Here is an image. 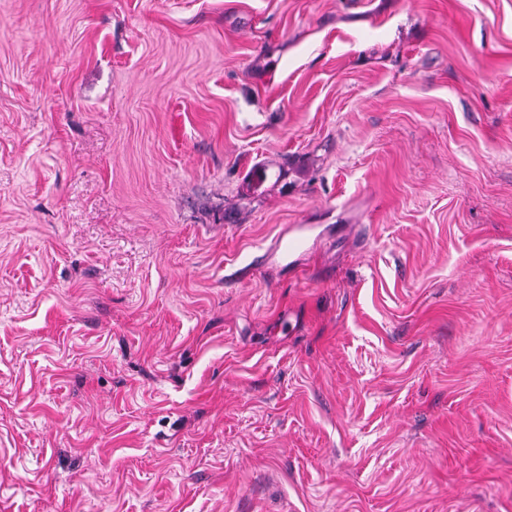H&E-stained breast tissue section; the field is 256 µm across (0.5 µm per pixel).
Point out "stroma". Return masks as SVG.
I'll use <instances>...</instances> for the list:
<instances>
[{
  "label": "stroma",
  "mask_w": 512,
  "mask_h": 512,
  "mask_svg": "<svg viewBox=\"0 0 512 512\" xmlns=\"http://www.w3.org/2000/svg\"><path fill=\"white\" fill-rule=\"evenodd\" d=\"M0 512H512V0H0Z\"/></svg>",
  "instance_id": "1"
}]
</instances>
